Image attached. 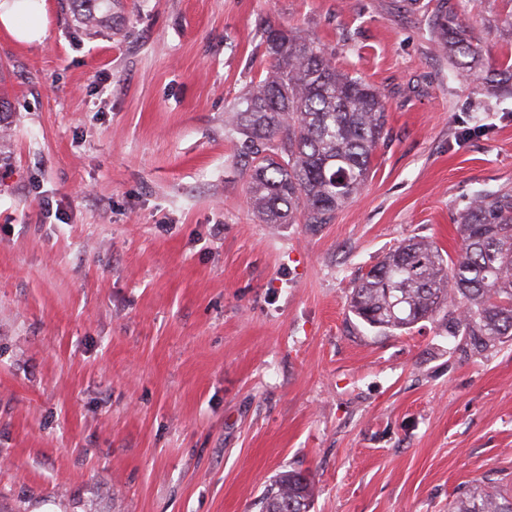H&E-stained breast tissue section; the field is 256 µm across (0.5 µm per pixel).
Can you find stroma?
<instances>
[{
  "instance_id": "35a3bbf8",
  "label": "stroma",
  "mask_w": 512,
  "mask_h": 512,
  "mask_svg": "<svg viewBox=\"0 0 512 512\" xmlns=\"http://www.w3.org/2000/svg\"><path fill=\"white\" fill-rule=\"evenodd\" d=\"M484 61L512 0H453ZM436 0H47L0 33V512H259L296 470L311 512H448L512 488V341L378 331L358 279L410 239L455 253L512 191V90L468 79ZM299 28L387 98L372 173L333 221L262 224L226 124ZM48 27L45 0H1L0 30L24 46L43 41Z\"/></svg>"
}]
</instances>
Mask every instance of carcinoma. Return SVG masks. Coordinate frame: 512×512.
<instances>
[{"instance_id": "1", "label": "carcinoma", "mask_w": 512, "mask_h": 512, "mask_svg": "<svg viewBox=\"0 0 512 512\" xmlns=\"http://www.w3.org/2000/svg\"><path fill=\"white\" fill-rule=\"evenodd\" d=\"M85 25L99 23L100 0H74ZM432 30L465 76L492 80L469 26L451 0H438ZM265 77L232 113L237 154L248 160L247 195L264 224H329L367 181L387 123L385 96L336 70L300 29L268 25ZM462 243L444 257L433 242L410 239L361 276L349 311L372 328L401 331L443 314L448 335L481 354L512 340V192L476 200L462 217ZM312 482L278 475L261 512H310ZM449 512H512V495L474 485Z\"/></svg>"}]
</instances>
